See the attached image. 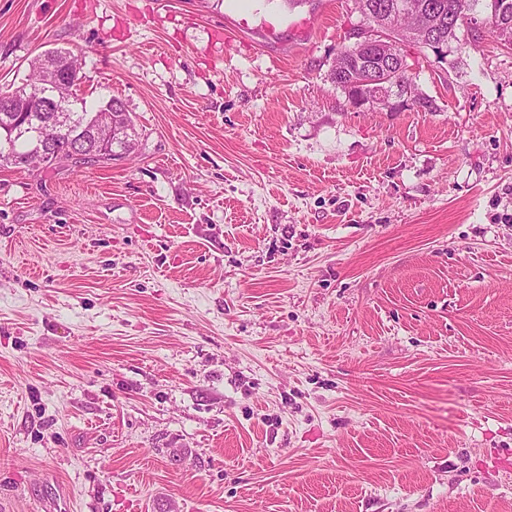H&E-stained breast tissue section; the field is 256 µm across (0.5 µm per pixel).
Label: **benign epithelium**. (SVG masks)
<instances>
[{
  "mask_svg": "<svg viewBox=\"0 0 512 512\" xmlns=\"http://www.w3.org/2000/svg\"><path fill=\"white\" fill-rule=\"evenodd\" d=\"M358 12L363 23L349 33L353 43L349 47L359 50L357 57L344 58V63L333 71L336 84L355 107L382 105L394 107L393 98L400 104L417 108L421 99L415 93L412 82L416 61L404 52L409 43H427L440 56L447 54L448 43L439 37L443 15L439 5L430 2L419 6L412 0H390L381 5L376 0H362ZM409 16L414 23L408 27L394 26V19ZM68 78L61 75L58 67L43 65L44 93L40 100H32L23 81L11 85L10 90L0 96V112H49V122L57 129H66L71 116L64 111L65 101L55 93L56 86ZM107 127V139H123L121 158L129 156L130 149L138 143V136H124V131L102 119ZM41 144L29 151L20 162L22 166H41L50 158L48 145L52 140L46 129L38 132Z\"/></svg>",
  "mask_w": 512,
  "mask_h": 512,
  "instance_id": "obj_1",
  "label": "benign epithelium"
}]
</instances>
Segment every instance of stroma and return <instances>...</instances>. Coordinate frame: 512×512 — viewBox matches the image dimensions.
<instances>
[{"instance_id":"1","label":"stroma","mask_w":512,"mask_h":512,"mask_svg":"<svg viewBox=\"0 0 512 512\" xmlns=\"http://www.w3.org/2000/svg\"><path fill=\"white\" fill-rule=\"evenodd\" d=\"M354 0H0L139 146L0 167V512H512V48L357 108Z\"/></svg>"}]
</instances>
